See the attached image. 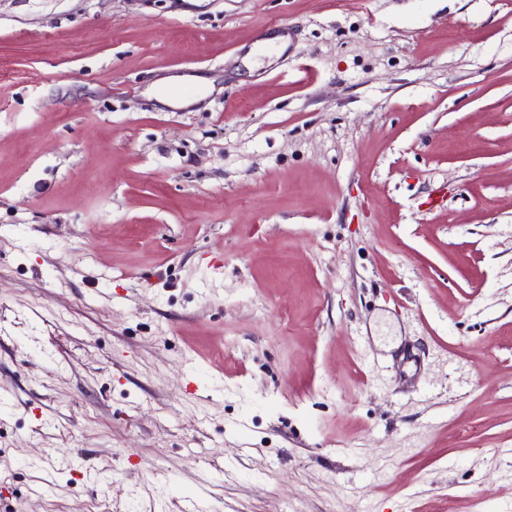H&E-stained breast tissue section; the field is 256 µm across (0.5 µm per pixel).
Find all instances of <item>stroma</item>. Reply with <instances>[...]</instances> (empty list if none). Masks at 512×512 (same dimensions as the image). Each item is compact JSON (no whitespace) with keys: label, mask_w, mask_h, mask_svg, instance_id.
<instances>
[{"label":"stroma","mask_w":512,"mask_h":512,"mask_svg":"<svg viewBox=\"0 0 512 512\" xmlns=\"http://www.w3.org/2000/svg\"><path fill=\"white\" fill-rule=\"evenodd\" d=\"M189 502L512 512V0H0V512Z\"/></svg>","instance_id":"obj_1"}]
</instances>
